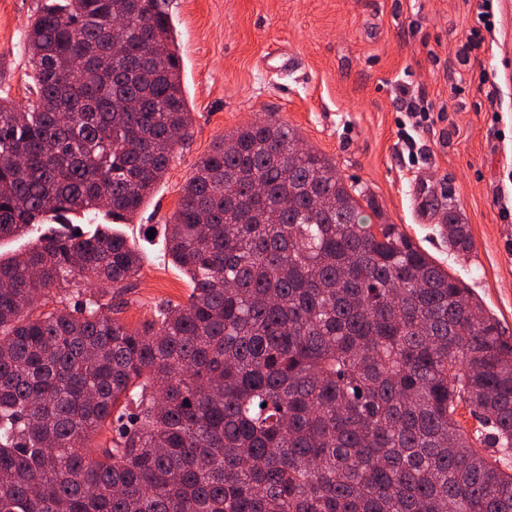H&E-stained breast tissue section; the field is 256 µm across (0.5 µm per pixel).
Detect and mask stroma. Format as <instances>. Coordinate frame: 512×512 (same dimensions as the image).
<instances>
[{"mask_svg": "<svg viewBox=\"0 0 512 512\" xmlns=\"http://www.w3.org/2000/svg\"><path fill=\"white\" fill-rule=\"evenodd\" d=\"M39 0H0V95L23 105L32 72L27 25ZM175 29L193 125L163 180L119 225L142 254L113 295L130 329L183 304L189 277L167 253L165 224L182 187L214 142L260 119L293 128L364 187L382 213L470 288L512 341V0H498L495 32L464 52L479 0H161ZM437 115L418 130L416 162L399 136L401 90ZM447 192L470 227L469 257L452 255L436 224L419 222L409 189L419 174Z\"/></svg>", "mask_w": 512, "mask_h": 512, "instance_id": "35a3bbf8", "label": "stroma"}]
</instances>
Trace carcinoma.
Instances as JSON below:
<instances>
[{
	"instance_id": "carcinoma-1",
	"label": "carcinoma",
	"mask_w": 512,
	"mask_h": 512,
	"mask_svg": "<svg viewBox=\"0 0 512 512\" xmlns=\"http://www.w3.org/2000/svg\"><path fill=\"white\" fill-rule=\"evenodd\" d=\"M27 46L0 239L49 229L0 258V512H512V344L285 124L222 137L184 184L165 234L188 302L107 315L139 253L74 219L131 220L190 136L173 27L160 0H41ZM438 228L471 253L455 210Z\"/></svg>"
}]
</instances>
